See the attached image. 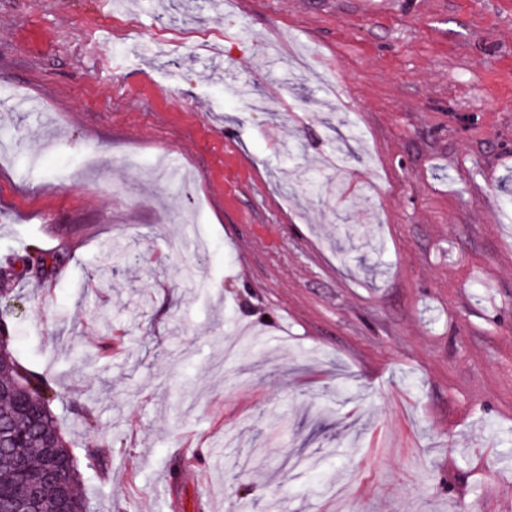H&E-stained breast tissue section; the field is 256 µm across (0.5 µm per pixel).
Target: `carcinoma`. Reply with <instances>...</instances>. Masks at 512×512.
Listing matches in <instances>:
<instances>
[{
  "label": "carcinoma",
  "instance_id": "obj_1",
  "mask_svg": "<svg viewBox=\"0 0 512 512\" xmlns=\"http://www.w3.org/2000/svg\"><path fill=\"white\" fill-rule=\"evenodd\" d=\"M13 307L0 305V512H12L22 484L45 469V446L55 445L65 463L59 477L70 486L71 512H88L87 500L78 492L80 472L51 409L48 384L37 372L19 365L11 348L6 318ZM57 486L44 481L39 488L38 512H56Z\"/></svg>",
  "mask_w": 512,
  "mask_h": 512
}]
</instances>
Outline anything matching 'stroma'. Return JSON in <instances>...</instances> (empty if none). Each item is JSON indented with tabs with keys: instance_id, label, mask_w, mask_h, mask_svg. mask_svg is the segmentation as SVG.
Returning a JSON list of instances; mask_svg holds the SVG:
<instances>
[{
	"instance_id": "1",
	"label": "stroma",
	"mask_w": 512,
	"mask_h": 512,
	"mask_svg": "<svg viewBox=\"0 0 512 512\" xmlns=\"http://www.w3.org/2000/svg\"><path fill=\"white\" fill-rule=\"evenodd\" d=\"M126 13L0 0V295L91 512H512V0Z\"/></svg>"
}]
</instances>
